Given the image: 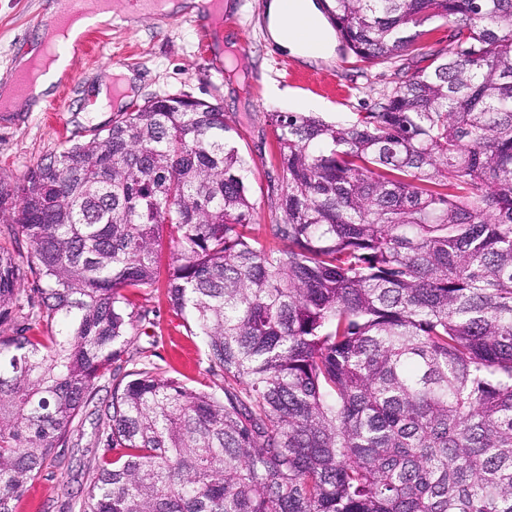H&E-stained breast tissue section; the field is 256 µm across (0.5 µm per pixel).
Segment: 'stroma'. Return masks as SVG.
<instances>
[{"label":"stroma","mask_w":512,"mask_h":512,"mask_svg":"<svg viewBox=\"0 0 512 512\" xmlns=\"http://www.w3.org/2000/svg\"><path fill=\"white\" fill-rule=\"evenodd\" d=\"M47 0H0V89L15 79L14 64L35 44ZM266 0H224L220 27L209 30L220 45L201 47L199 20L173 14L167 20L116 21L95 39L91 51L76 48L59 80L49 110L0 114V180L22 182L41 159L105 133L117 112H97L93 86L114 66L137 74L139 85L124 111L156 95H188L223 107L236 123L240 149L252 159L248 182L255 202L266 197L275 174L276 131L267 115L293 111L294 101L312 103L314 115L344 122L370 111L393 79L389 64L356 62L344 47L329 58L301 59L274 48L267 34ZM134 319L127 345L112 365L113 374L141 360L182 384L209 392L224 384L212 369L201 337L190 332L184 315L170 305L164 289L133 298ZM112 379L98 380L90 405L74 422L66 448L28 483L15 512H80L99 468L117 461L122 449L106 442L105 409Z\"/></svg>","instance_id":"obj_1"}]
</instances>
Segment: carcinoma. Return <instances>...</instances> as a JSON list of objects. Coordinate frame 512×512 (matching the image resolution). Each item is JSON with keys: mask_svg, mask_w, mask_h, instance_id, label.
<instances>
[{"mask_svg": "<svg viewBox=\"0 0 512 512\" xmlns=\"http://www.w3.org/2000/svg\"><path fill=\"white\" fill-rule=\"evenodd\" d=\"M322 10L396 81L350 122L270 114L269 223L235 124L188 96L0 182L31 250L0 247V512L67 445L166 241L224 396L128 372L107 435L128 452L83 512H512V0Z\"/></svg>", "mask_w": 512, "mask_h": 512, "instance_id": "1", "label": "carcinoma"}]
</instances>
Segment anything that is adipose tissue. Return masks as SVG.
Returning <instances> with one entry per match:
<instances>
[{"instance_id":"1","label":"adipose tissue","mask_w":512,"mask_h":512,"mask_svg":"<svg viewBox=\"0 0 512 512\" xmlns=\"http://www.w3.org/2000/svg\"><path fill=\"white\" fill-rule=\"evenodd\" d=\"M269 37L292 55L312 59L331 55L334 37L316 0H268Z\"/></svg>"}]
</instances>
